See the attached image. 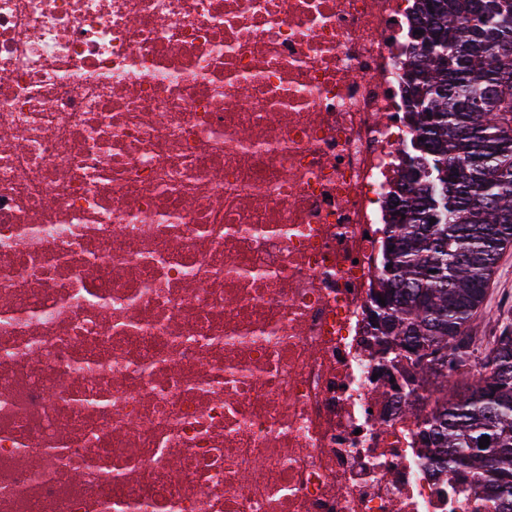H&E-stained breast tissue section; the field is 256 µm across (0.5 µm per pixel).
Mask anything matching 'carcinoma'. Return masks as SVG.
<instances>
[{
	"instance_id": "cac0c4a2",
	"label": "carcinoma",
	"mask_w": 512,
	"mask_h": 512,
	"mask_svg": "<svg viewBox=\"0 0 512 512\" xmlns=\"http://www.w3.org/2000/svg\"><path fill=\"white\" fill-rule=\"evenodd\" d=\"M428 3L410 72L420 153L387 225L373 317L381 358L411 361L424 382L432 465L512 512V319L481 358L471 336L512 247V0Z\"/></svg>"
}]
</instances>
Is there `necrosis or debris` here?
Returning a JSON list of instances; mask_svg holds the SVG:
<instances>
[{
    "label": "necrosis or debris",
    "mask_w": 512,
    "mask_h": 512,
    "mask_svg": "<svg viewBox=\"0 0 512 512\" xmlns=\"http://www.w3.org/2000/svg\"><path fill=\"white\" fill-rule=\"evenodd\" d=\"M421 0H0V512H497L371 323Z\"/></svg>",
    "instance_id": "4bbe7bcc"
}]
</instances>
